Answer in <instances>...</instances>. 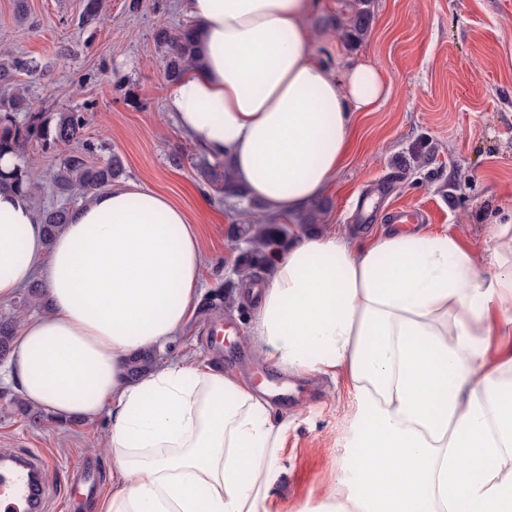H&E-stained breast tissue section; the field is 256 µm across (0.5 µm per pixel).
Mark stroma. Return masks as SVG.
Here are the masks:
<instances>
[{
  "label": "stroma",
  "instance_id": "stroma-1",
  "mask_svg": "<svg viewBox=\"0 0 512 512\" xmlns=\"http://www.w3.org/2000/svg\"><path fill=\"white\" fill-rule=\"evenodd\" d=\"M15 3L0 0V51L41 65L43 77L29 86L40 120L85 113L84 138L96 147L91 163L119 157L118 186L133 181L167 192L201 226L204 294L161 349V360H204L256 384L281 377L249 341L255 308L240 299L242 283L231 271L238 250L229 232L238 217L202 181L194 167L197 146L163 108L170 84L153 34L162 25L191 24V17L178 0H142L135 11L129 0H105L103 19L83 26L80 0H27L23 21ZM313 3L307 24L319 62L335 75L358 63L375 66L391 88L373 111L352 117L348 150L323 194L330 203L324 227L364 240L389 229L391 208L423 209L427 231L457 235L487 270L486 228L512 211V0H372L370 28L351 46L336 24L351 15L353 0ZM66 152L36 141L25 146L20 163L40 183L37 209L78 206L51 185ZM217 317L234 340L208 336ZM293 388L294 395L270 400L272 416L290 421L271 512H300L348 493L337 482L352 456L356 400L348 383L317 376ZM19 397L0 378V451L52 459L46 512H67L64 488L82 463L96 466L102 491L111 490L112 461L101 446L108 417L35 423Z\"/></svg>",
  "mask_w": 512,
  "mask_h": 512
}]
</instances>
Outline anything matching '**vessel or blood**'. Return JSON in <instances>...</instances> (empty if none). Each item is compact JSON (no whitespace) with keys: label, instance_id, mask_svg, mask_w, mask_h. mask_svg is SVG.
Segmentation results:
<instances>
[{"label":"vessel or blood","instance_id":"obj_1","mask_svg":"<svg viewBox=\"0 0 512 512\" xmlns=\"http://www.w3.org/2000/svg\"><path fill=\"white\" fill-rule=\"evenodd\" d=\"M49 467L45 459L31 464L12 455L0 456V495L13 498L6 512H42L43 474Z\"/></svg>","mask_w":512,"mask_h":512}]
</instances>
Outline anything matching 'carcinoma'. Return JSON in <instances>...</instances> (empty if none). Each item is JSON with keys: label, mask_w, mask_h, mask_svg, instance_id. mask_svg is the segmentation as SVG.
Segmentation results:
<instances>
[{"label": "carcinoma", "mask_w": 512, "mask_h": 512, "mask_svg": "<svg viewBox=\"0 0 512 512\" xmlns=\"http://www.w3.org/2000/svg\"><path fill=\"white\" fill-rule=\"evenodd\" d=\"M369 0H355L352 15L342 25L344 40L352 43L360 39L370 22V12L366 8ZM103 12V0H82L81 22L91 23ZM194 27L185 26L177 34L165 26L154 32L157 45L167 48L165 57V77L174 83L178 81L186 67L196 62L193 39ZM38 65L23 57H14L0 62V156L6 153L19 154V150L29 141L36 140L48 148L58 145L77 144L67 153L54 171L52 181L55 192L63 198L86 197L92 191L112 186L123 173L121 160L114 156L102 166L88 160L93 146L83 141L86 118L82 112H62L54 126L38 121L31 115L33 102L28 89L18 83L17 75L25 73L33 76ZM28 115V120H17L20 113ZM203 181L223 194L232 202L237 214L243 219L232 225L231 235L236 242L246 243L237 256V273L241 278H252L265 273L274 248L288 238L287 224L278 218L267 217L262 207L252 201L245 190L234 183L227 161H212L201 152L195 163ZM17 189L31 194L36 189L33 174L18 165L11 170H0V189ZM327 210V203L317 200L308 209L296 216L298 224H315ZM69 208L60 207L42 211V222L48 238H53L62 224L66 223ZM17 321L0 319V357H7L11 351ZM157 353L132 358L128 364V374L137 378L151 371L157 362Z\"/></svg>", "instance_id": "cac0c4a2"}]
</instances>
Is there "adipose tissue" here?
<instances>
[{
	"label": "adipose tissue",
	"mask_w": 512,
	"mask_h": 512,
	"mask_svg": "<svg viewBox=\"0 0 512 512\" xmlns=\"http://www.w3.org/2000/svg\"><path fill=\"white\" fill-rule=\"evenodd\" d=\"M310 0H184L200 66L164 99L179 129L266 211L321 197L352 112L389 92L375 67L331 74L310 51ZM493 270L448 232L333 231L291 238L248 295L252 344L299 379L345 376L357 413L349 489L301 512H512V215L488 227ZM197 226L148 185L98 191L46 242L27 194L0 191V301L32 280L5 366L53 422L109 414L112 489L96 512H268L288 419L237 372L169 360L139 379L128 359L161 349L204 286Z\"/></svg>",
	"instance_id": "adipose-tissue-1"
}]
</instances>
